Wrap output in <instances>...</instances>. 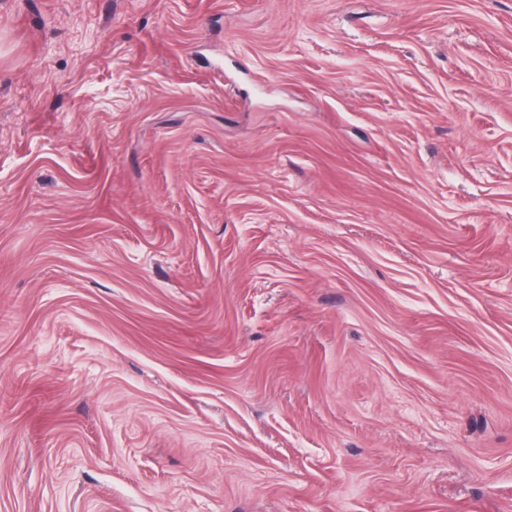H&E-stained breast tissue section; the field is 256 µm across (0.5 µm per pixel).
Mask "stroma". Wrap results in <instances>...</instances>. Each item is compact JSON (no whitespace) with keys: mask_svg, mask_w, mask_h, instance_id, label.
<instances>
[{"mask_svg":"<svg viewBox=\"0 0 512 512\" xmlns=\"http://www.w3.org/2000/svg\"><path fill=\"white\" fill-rule=\"evenodd\" d=\"M0 512H512V0H0Z\"/></svg>","mask_w":512,"mask_h":512,"instance_id":"stroma-1","label":"stroma"}]
</instances>
